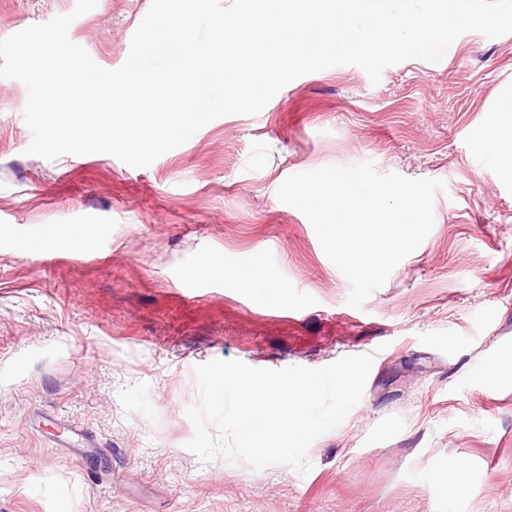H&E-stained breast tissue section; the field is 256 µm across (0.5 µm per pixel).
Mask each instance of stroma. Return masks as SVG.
I'll return each mask as SVG.
<instances>
[{
	"mask_svg": "<svg viewBox=\"0 0 512 512\" xmlns=\"http://www.w3.org/2000/svg\"><path fill=\"white\" fill-rule=\"evenodd\" d=\"M75 3L0 0V39ZM151 3L98 0L69 37L118 68ZM511 98L512 33L467 32L376 84L356 66L303 75L133 168L27 155V89L0 78V512H512V387L486 376L512 354V172L487 146ZM363 161L445 187L429 235L356 309L277 190ZM84 228L81 249L44 242ZM210 254L224 277L196 274ZM378 346L307 475L187 450L196 366L320 368ZM71 426L91 438L77 454Z\"/></svg>",
	"mask_w": 512,
	"mask_h": 512,
	"instance_id": "obj_1",
	"label": "stroma"
}]
</instances>
